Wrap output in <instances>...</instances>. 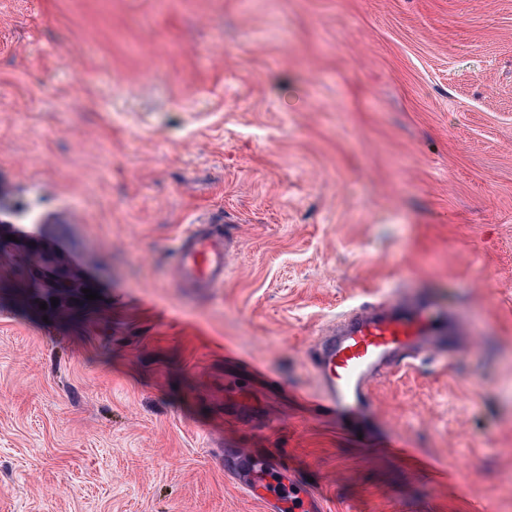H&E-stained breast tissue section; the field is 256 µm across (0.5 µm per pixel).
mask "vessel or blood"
<instances>
[{
	"label": "vessel or blood",
	"mask_w": 512,
	"mask_h": 512,
	"mask_svg": "<svg viewBox=\"0 0 512 512\" xmlns=\"http://www.w3.org/2000/svg\"><path fill=\"white\" fill-rule=\"evenodd\" d=\"M20 232L31 236L26 249L31 276H40L39 259L46 245L41 227L23 224ZM232 238L220 215L204 217L188 225L173 240L169 275L172 284L200 295L224 286L229 268ZM471 330L455 310L440 311L430 302L392 296L375 305L358 306L339 314L321 334L315 349L319 380L317 413L356 419L371 407V383L387 371L434 347L448 342L450 351L468 346ZM225 417L240 424L265 421L267 401L258 397L238 374H225L213 391ZM224 473L246 494L262 504L264 512H326L324 498L290 473L280 456H256L246 449L225 454Z\"/></svg>",
	"instance_id": "obj_1"
}]
</instances>
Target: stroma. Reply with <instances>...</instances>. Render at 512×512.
I'll use <instances>...</instances> for the list:
<instances>
[{"label":"stroma","instance_id":"35a3bbf8","mask_svg":"<svg viewBox=\"0 0 512 512\" xmlns=\"http://www.w3.org/2000/svg\"><path fill=\"white\" fill-rule=\"evenodd\" d=\"M0 199L98 294L34 306L0 243V512H263L234 448L327 512H512V0H0ZM216 210L196 295L168 250ZM389 295L474 341L374 382L357 436L312 416V347ZM229 360L276 429L213 402ZM232 237L220 215L190 224L173 240L169 275L172 284L200 295H211L224 286L229 268Z\"/></svg>","mask_w":512,"mask_h":512}]
</instances>
